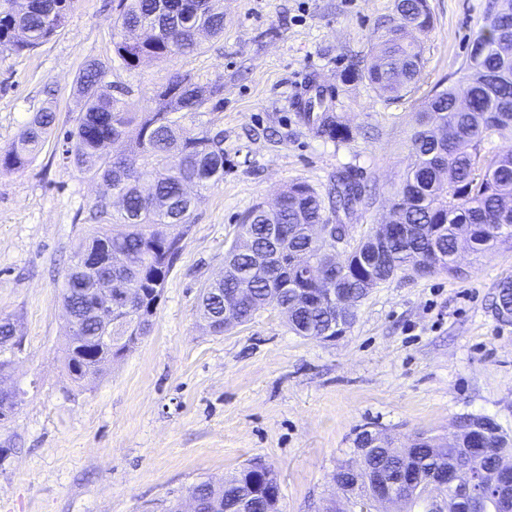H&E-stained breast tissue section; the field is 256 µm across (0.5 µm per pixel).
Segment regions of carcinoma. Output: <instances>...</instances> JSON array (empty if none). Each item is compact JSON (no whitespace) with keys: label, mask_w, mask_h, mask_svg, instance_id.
I'll list each match as a JSON object with an SVG mask.
<instances>
[{"label":"carcinoma","mask_w":512,"mask_h":512,"mask_svg":"<svg viewBox=\"0 0 512 512\" xmlns=\"http://www.w3.org/2000/svg\"><path fill=\"white\" fill-rule=\"evenodd\" d=\"M14 3L0 15V53L32 51L64 29L74 0H0ZM112 40L118 65L137 67L147 58L164 61L200 49L199 35L224 36L222 0H173L157 10V0H117ZM404 26L389 27L378 36L370 59L351 64L348 80L362 76L382 95L401 99L414 90L423 65V47L415 34L432 26L427 0H399ZM82 102L74 129L65 133L66 153L73 164L101 180L121 199L112 212L105 197L93 206L91 226L75 257H85L108 273L112 284L143 288L146 296L164 289L180 253V241L204 193L224 180V130L211 123L199 129L183 120L209 111L220 100L223 85H200L188 74H173L160 86L152 103L142 108L112 81V66L94 59L76 79ZM302 117L318 136L339 141L352 138L321 98L310 97ZM55 112L43 107L32 113L18 137L0 149V171L25 167L53 134ZM512 136V0H491L468 59L452 84L433 91L422 102L419 129L411 138L412 163L392 203L390 223L400 225L392 236L375 225L344 257L336 245L313 235L319 224H330L362 201L363 188L349 174L336 176L325 198L310 185L294 182L279 194L280 205L257 204L238 224V236H248L246 249L233 245L224 254L227 272L215 287L240 290L249 301L232 311L236 324H245L267 309L278 311L297 336L319 337L336 327V308L321 303L323 290L305 278L318 265L332 274L337 294L364 299L370 291L410 268L420 275L446 273L461 277L454 254L459 241L472 252L486 254L512 248V153L487 147L494 135ZM95 274L72 264L65 277L62 301L79 330H69L65 369L75 383L99 377L104 366L123 357L135 345L128 339L113 353L95 336L102 329V305L89 289ZM224 297H201L198 318L216 335L224 321ZM461 428L480 436L492 430L482 415L460 417ZM489 451L478 459L485 470L512 463V439L503 433L487 436ZM470 442L436 436L416 444L406 439L394 449L397 461L412 472L407 490L397 496L400 508L411 512L427 498L426 481L438 460L466 462ZM381 454L370 452L359 473L339 467L332 474L336 489L369 500L372 476L390 478L377 470ZM252 472L241 467L223 481H203L192 487L203 505L223 507L246 493L253 512H280L279 501L268 496L277 474L267 468L258 487H249Z\"/></svg>","instance_id":"carcinoma-1"}]
</instances>
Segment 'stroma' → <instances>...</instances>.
Wrapping results in <instances>:
<instances>
[{
	"label": "stroma",
	"instance_id": "stroma-1",
	"mask_svg": "<svg viewBox=\"0 0 512 512\" xmlns=\"http://www.w3.org/2000/svg\"><path fill=\"white\" fill-rule=\"evenodd\" d=\"M488 2L427 0L434 24L421 37L419 81L398 102L364 79L341 78L369 56L397 0H224L222 38H203L191 56L113 72L143 106L177 71L223 83L220 111L196 121L223 129L227 164L194 213L150 332L80 384L63 366L59 292L91 206L108 189L75 167L63 134L80 116L79 71L114 58L112 0H77L59 35L0 59V147L38 108L56 113L36 158L0 174V316L20 338L0 379L20 398L0 421V512H161L252 459L277 471L281 512H322L331 475L352 458L363 427L401 440L445 435L460 416L481 414L512 435V322L494 308L512 279V250L462 252L460 278L389 279L332 341L295 335L274 310L221 336L197 325L200 290L223 270L240 217L273 204L289 183L324 195L347 171L364 187L341 218L338 255L388 217L421 103L456 79ZM312 74L335 78L333 112L351 140L304 123L296 84Z\"/></svg>",
	"mask_w": 512,
	"mask_h": 512
}]
</instances>
